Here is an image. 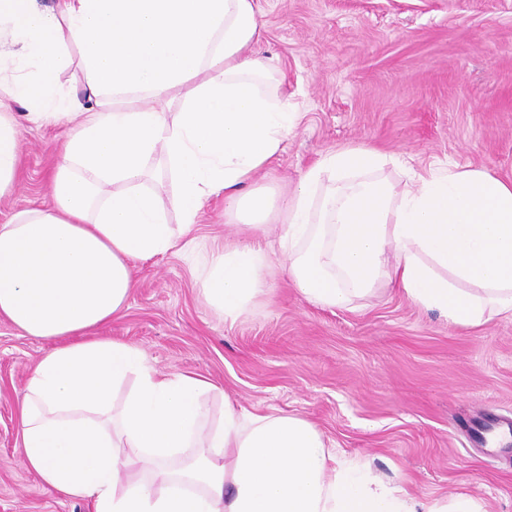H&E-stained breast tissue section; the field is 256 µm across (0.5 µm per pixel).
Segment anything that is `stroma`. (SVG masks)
Segmentation results:
<instances>
[{
	"label": "stroma",
	"instance_id": "35a3bbf8",
	"mask_svg": "<svg viewBox=\"0 0 512 512\" xmlns=\"http://www.w3.org/2000/svg\"><path fill=\"white\" fill-rule=\"evenodd\" d=\"M255 50L277 78L271 93L301 118L254 184L284 193L336 149L393 153L416 169L484 168L512 179V0H259ZM65 121L24 122L15 189L0 223L52 205ZM279 219L252 237L209 197L188 239L220 247L255 238L268 253L264 292L233 321L203 295L201 255L136 263L124 310L96 328L142 350L162 373L214 386L207 423L225 403L276 408L312 422L340 459L359 461L431 503L465 494L512 512V447L473 444V422L512 423V321L449 323L380 282L349 309H328L293 286L276 243ZM52 342L0 319V512H94L23 463L26 386Z\"/></svg>",
	"mask_w": 512,
	"mask_h": 512
}]
</instances>
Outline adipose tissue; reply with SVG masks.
Instances as JSON below:
<instances>
[{
  "mask_svg": "<svg viewBox=\"0 0 512 512\" xmlns=\"http://www.w3.org/2000/svg\"><path fill=\"white\" fill-rule=\"evenodd\" d=\"M261 26L256 0H0V196L20 166L11 104L34 122L58 110L70 125L53 207L0 224V319L54 343L21 404L24 462L94 512H485L462 495L424 502L338 460L297 415L228 403L204 427L210 381L159 373L137 347L92 333L124 309L134 261L175 249L219 192L225 214L256 232L281 217L288 275L317 304L350 307L385 279L456 325L512 319V181L450 167L413 173L400 190L382 175L393 156L346 147L288 194L243 192L299 119L261 87ZM74 63L81 100L59 93ZM159 156L168 202L147 185ZM266 263L249 243L211 252L206 300L236 319L263 294Z\"/></svg>",
  "mask_w": 512,
  "mask_h": 512,
  "instance_id": "1",
  "label": "adipose tissue"
}]
</instances>
